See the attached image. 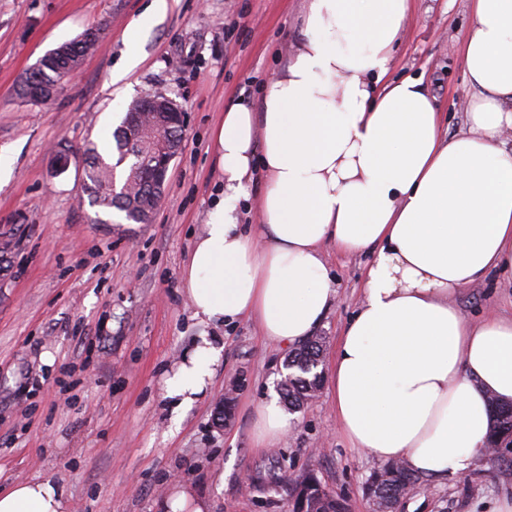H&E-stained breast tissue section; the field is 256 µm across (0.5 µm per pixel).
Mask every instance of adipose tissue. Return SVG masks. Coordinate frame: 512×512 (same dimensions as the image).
<instances>
[{"mask_svg": "<svg viewBox=\"0 0 512 512\" xmlns=\"http://www.w3.org/2000/svg\"><path fill=\"white\" fill-rule=\"evenodd\" d=\"M463 60L476 94L447 139L422 79L388 80L410 0H305L302 37L259 105L213 134L224 182L184 268L195 320H255L302 343L336 301L325 247L371 257L332 366L353 447L420 477L457 478L487 445L492 402L512 403V318L467 321L455 303L512 281V0H473ZM258 223H242L254 169ZM223 348L202 339L166 377L177 408L202 395ZM0 512H69L49 477L0 492Z\"/></svg>", "mask_w": 512, "mask_h": 512, "instance_id": "adipose-tissue-1", "label": "adipose tissue"}]
</instances>
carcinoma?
<instances>
[{
    "mask_svg": "<svg viewBox=\"0 0 512 512\" xmlns=\"http://www.w3.org/2000/svg\"><path fill=\"white\" fill-rule=\"evenodd\" d=\"M99 32L88 31L60 45L61 52L29 70L18 83L22 99L50 106L81 66L83 59L97 51ZM113 151L102 155L94 143L87 145L82 169L81 192L89 205L104 211L115 209L133 224H149L162 203L161 188L155 185L152 167L159 149H182V131L168 122L165 113L146 108V99L137 98L127 107L119 126L112 132ZM325 337L312 336L288 354L291 380L282 393L288 409L303 405L319 387L321 375L317 361ZM488 444L501 449L512 444V404L499 405L492 419ZM422 478L403 464L390 463L375 472L366 487L373 502L391 506L420 485ZM293 512H347L343 499L334 496L312 473L305 475L292 490Z\"/></svg>",
    "mask_w": 512,
    "mask_h": 512,
    "instance_id": "carcinoma-1",
    "label": "carcinoma"
}]
</instances>
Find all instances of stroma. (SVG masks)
Here are the masks:
<instances>
[{
  "label": "stroma",
  "mask_w": 512,
  "mask_h": 512,
  "mask_svg": "<svg viewBox=\"0 0 512 512\" xmlns=\"http://www.w3.org/2000/svg\"><path fill=\"white\" fill-rule=\"evenodd\" d=\"M149 2L0 0V150L17 157L0 188V236L14 242L0 276V491L50 475L70 512H157L181 485L210 512H291L288 489L311 472L348 512H371L365 487L379 463L339 433L330 384L290 413L280 444L257 447V411L286 375L288 351L267 345L251 320L195 322L183 280L220 192L214 130L229 104H259L261 84L300 39L303 0H169L165 15L127 42ZM472 23V0H412L389 73L424 79L448 139L467 128L474 90L462 51ZM90 28L102 44L52 107L15 98L40 56ZM129 54L140 63L113 81ZM154 94L188 116L165 198L151 223H126L116 211L93 223L94 208L80 198L84 149L105 146L128 103ZM62 148L68 164L60 173ZM326 259L337 290L318 330L327 372L361 300L368 259L331 248ZM457 305L472 320L511 316L512 283L464 289ZM204 334L222 339V360L205 393L175 414L163 382ZM227 395L233 416L220 428L215 408ZM507 455L476 458L464 481L425 482L398 512H488L512 489V449Z\"/></svg>",
  "instance_id": "35a3bbf8"
}]
</instances>
